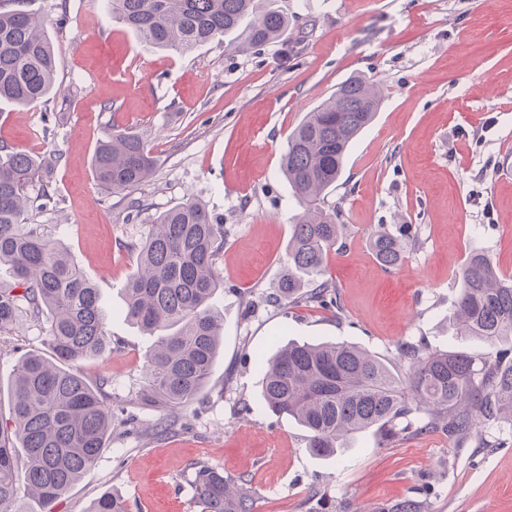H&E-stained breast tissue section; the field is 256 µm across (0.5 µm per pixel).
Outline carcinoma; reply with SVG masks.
I'll use <instances>...</instances> for the list:
<instances>
[{
	"label": "carcinoma",
	"mask_w": 512,
	"mask_h": 512,
	"mask_svg": "<svg viewBox=\"0 0 512 512\" xmlns=\"http://www.w3.org/2000/svg\"><path fill=\"white\" fill-rule=\"evenodd\" d=\"M112 20L153 48L190 52L228 37L240 52L279 40L288 13L267 0H109ZM57 59L44 19L0 10V101L27 107L56 93ZM381 87L357 75L306 113L288 134L282 172L302 211L288 238V272L276 298L286 306L340 307L326 277V259L342 235L337 208L325 207L351 143L380 111ZM93 173L110 193L148 180L156 160L143 138L112 127L95 147ZM39 165L28 154L0 147V265H9L20 291L0 288V336L25 320L48 319L49 355L20 357L10 382V415L0 422V512H25L24 493L42 512H56L69 490L95 467L112 434L107 394L77 371L108 348L98 288L67 248L32 213L56 206L48 189L32 196ZM410 226H379L371 250L385 270L404 254ZM224 225L199 201L158 214L152 234L136 248L137 271L125 288L123 312L155 337L143 366L144 403L170 408L193 401L207 385L220 350L221 323L210 305L223 280L215 261ZM453 311L457 335L489 347L481 352L435 351L406 343L407 378L379 357L348 342H291L274 356L253 357L269 408L309 432V451L331 457L354 435L375 429L378 445L444 431L458 441L504 419L512 422V278L488 256L471 253L459 271ZM198 512H252V497L235 480L201 466L195 472ZM88 512H126L123 499L102 493ZM379 512H422L406 497Z\"/></svg>",
	"instance_id": "obj_1"
}]
</instances>
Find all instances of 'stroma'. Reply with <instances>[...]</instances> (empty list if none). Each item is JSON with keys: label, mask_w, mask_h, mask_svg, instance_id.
<instances>
[{"label": "stroma", "mask_w": 512, "mask_h": 512, "mask_svg": "<svg viewBox=\"0 0 512 512\" xmlns=\"http://www.w3.org/2000/svg\"><path fill=\"white\" fill-rule=\"evenodd\" d=\"M290 25L276 44L238 52L211 43L178 53L113 22L107 0H0L42 16L58 92L0 111V146L41 162L57 201L37 215L95 283L112 350L79 364L112 402V436L59 512H88L102 493L127 512H196L205 465L242 483L253 512H377L406 496L424 512H512V423L460 443L436 432L382 447L369 431L329 459L307 430L266 404L253 366L291 340L345 341L396 377L398 348L475 352L448 323L472 251L512 277V0H273ZM65 25H58L59 15ZM354 75L383 83L375 120L352 144L326 203L343 236L327 258L340 310L275 299L300 206L280 171L290 131ZM140 135L158 165L149 182L108 194L91 157L109 125ZM193 197L224 226L211 306L224 339L201 394L178 409L143 406L153 339L122 311L136 248L154 218ZM412 225L401 263L384 270L377 225ZM46 322L0 336V384L17 360L45 351Z\"/></svg>", "instance_id": "obj_1"}]
</instances>
